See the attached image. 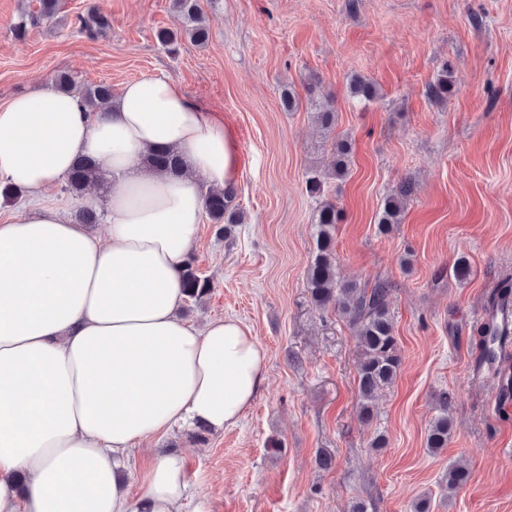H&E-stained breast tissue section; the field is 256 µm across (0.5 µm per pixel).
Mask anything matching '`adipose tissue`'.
Returning <instances> with one entry per match:
<instances>
[{
	"label": "adipose tissue",
	"mask_w": 512,
	"mask_h": 512,
	"mask_svg": "<svg viewBox=\"0 0 512 512\" xmlns=\"http://www.w3.org/2000/svg\"><path fill=\"white\" fill-rule=\"evenodd\" d=\"M158 145L182 173L143 166ZM83 156L112 179L106 236L49 207L0 218V512H183V455L153 454L136 492L122 474L152 439L235 426L262 386L248 325L180 315V267L235 147L163 74L99 112L51 87L0 106L1 182L38 198Z\"/></svg>",
	"instance_id": "adipose-tissue-1"
}]
</instances>
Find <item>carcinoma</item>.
I'll use <instances>...</instances> for the list:
<instances>
[{
	"mask_svg": "<svg viewBox=\"0 0 512 512\" xmlns=\"http://www.w3.org/2000/svg\"><path fill=\"white\" fill-rule=\"evenodd\" d=\"M172 8L179 21L176 31L160 29L157 40L170 52L178 51L179 40L185 38L201 46L210 35L209 20L204 16L199 0H172ZM81 31L90 37L104 32L107 21L92 12L79 17ZM58 90L74 94L91 112H95L112 101V86L100 83L79 88L72 79L61 73L55 83ZM451 89V72L443 69L428 86V97L442 101ZM308 104L314 111V119L322 129L325 138L332 139L331 151L334 157L328 167H314L309 171L306 184L309 192L322 196L329 181H343L350 174L351 148L347 140L331 138L336 129L337 112L333 102L318 95V80L307 87ZM350 94L361 102H373L379 97L378 87L365 79L355 77L350 83ZM143 164L155 171L176 174L181 169L179 155L165 148L148 151ZM102 175L99 163L84 159L76 163L66 178V190L80 193L87 185L97 182ZM412 193L409 184H402L397 193L386 197L378 214V230L389 232L393 225L402 221L406 198ZM233 188L211 190L207 193L206 213L216 227V234L230 238L235 228L244 223L245 214L234 204ZM339 215L336 205L325 199L319 203L315 214V254L306 270V284L312 303L325 309L332 307L348 323L357 336L360 362L357 367V388L363 416H372L373 401L377 394L390 386L397 378L402 357L394 332L393 316L390 309L392 284L379 280L373 286L356 283H340L337 274V258L334 231ZM182 284L187 298L199 301L211 288L209 278L196 267L194 258H189L181 269ZM488 317L483 323L480 340V359L477 371L498 380L504 352L512 344V283L505 281L495 289L487 301ZM452 397L444 393L439 397L436 414L431 418L426 446L432 453H438L448 446L453 430L451 413ZM470 478L469 468L462 463H452L443 480V488L453 493L465 486Z\"/></svg>",
	"mask_w": 512,
	"mask_h": 512,
	"instance_id": "carcinoma-1",
	"label": "carcinoma"
}]
</instances>
